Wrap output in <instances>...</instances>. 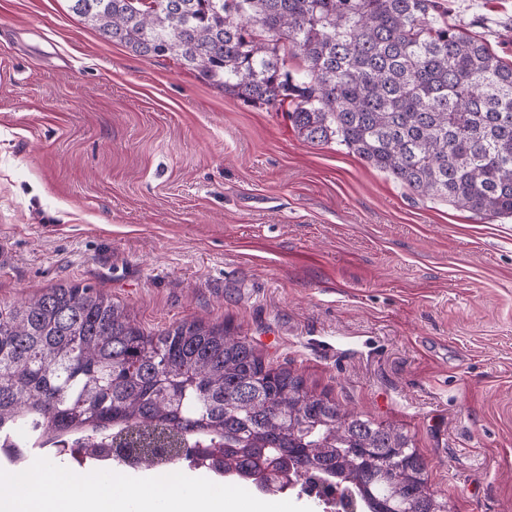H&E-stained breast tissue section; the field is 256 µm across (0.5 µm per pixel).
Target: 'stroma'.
<instances>
[{"label":"stroma","instance_id":"1","mask_svg":"<svg viewBox=\"0 0 512 512\" xmlns=\"http://www.w3.org/2000/svg\"><path fill=\"white\" fill-rule=\"evenodd\" d=\"M512 62V0H439ZM89 284L403 428L449 512H512V217L411 193L287 113L0 0V303Z\"/></svg>","mask_w":512,"mask_h":512}]
</instances>
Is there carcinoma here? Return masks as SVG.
<instances>
[{
  "instance_id": "obj_1",
  "label": "carcinoma",
  "mask_w": 512,
  "mask_h": 512,
  "mask_svg": "<svg viewBox=\"0 0 512 512\" xmlns=\"http://www.w3.org/2000/svg\"><path fill=\"white\" fill-rule=\"evenodd\" d=\"M68 2L104 40L286 111L412 193L512 216V64L435 0ZM21 429L32 449L125 432L142 459L198 464L192 438L240 483L287 470L367 512H448L403 429L307 390L222 325L147 334L90 285L0 304V436Z\"/></svg>"
}]
</instances>
